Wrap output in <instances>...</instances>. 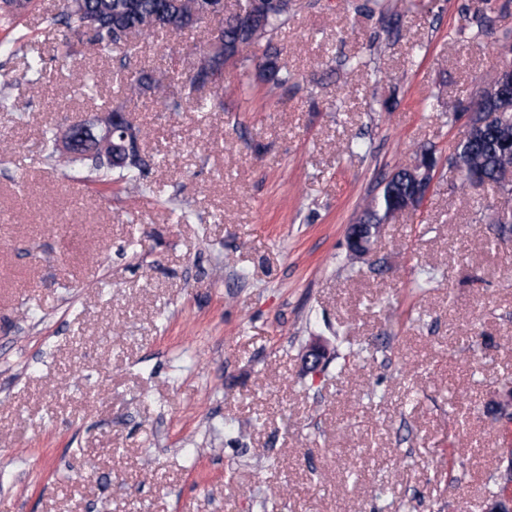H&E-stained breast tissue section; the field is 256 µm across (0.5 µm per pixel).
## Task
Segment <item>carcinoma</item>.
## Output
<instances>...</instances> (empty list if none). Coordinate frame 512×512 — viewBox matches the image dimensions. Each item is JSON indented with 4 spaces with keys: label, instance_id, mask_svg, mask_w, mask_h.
<instances>
[{
    "label": "carcinoma",
    "instance_id": "1",
    "mask_svg": "<svg viewBox=\"0 0 512 512\" xmlns=\"http://www.w3.org/2000/svg\"><path fill=\"white\" fill-rule=\"evenodd\" d=\"M32 0H26L21 6L3 0L0 4V17L9 22L14 16L28 10ZM85 13L75 11L69 0H63L61 10L51 22L77 35V40H64L61 53L67 57L74 53L85 55L100 48L110 47L120 34L137 33L151 35L159 28L170 25L177 32L195 28L192 18L195 4L190 0H84ZM95 18V33L85 37L82 34L87 16ZM289 3L276 0L262 17L247 25L240 15L230 14L221 20L224 32L223 61L216 63L211 70L199 76L189 74L178 84L170 80L163 70H141L130 78V87L149 92L162 102L178 103L192 97L197 83L209 84L213 96H219L224 87V67L244 63L250 60L249 48L266 41L267 49L263 57V76L274 88L288 86L294 80V73L281 61L280 50L273 45L277 32L288 22ZM478 107L473 109L476 117L470 120L469 130L457 144L452 154V165L460 169L463 182L473 176L483 182L495 185L502 191L511 193L506 182L504 155L512 145V88L507 84H497V74L490 75L486 87L477 100ZM44 149L47 158L61 167H68L77 159L63 155L56 147V134L45 135ZM88 154L85 158L89 173L95 181L108 186L112 174L122 182L127 194L143 191L141 177L148 167L142 147L129 161L114 165L110 160L96 154V145L83 147ZM418 173L408 163L397 166L384 180L380 192L373 196L364 210L361 223L365 231L377 232L395 212L402 210L406 199L416 188Z\"/></svg>",
    "mask_w": 512,
    "mask_h": 512
}]
</instances>
